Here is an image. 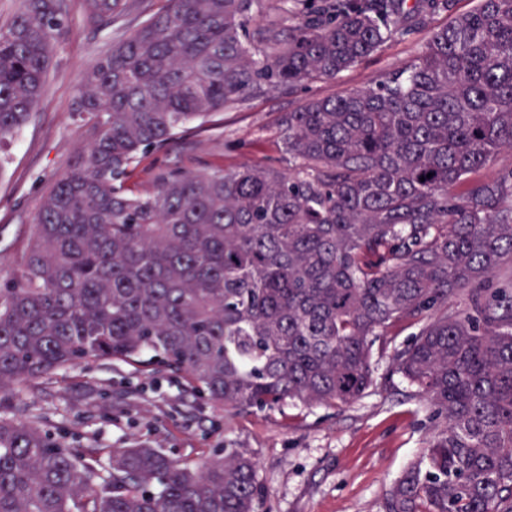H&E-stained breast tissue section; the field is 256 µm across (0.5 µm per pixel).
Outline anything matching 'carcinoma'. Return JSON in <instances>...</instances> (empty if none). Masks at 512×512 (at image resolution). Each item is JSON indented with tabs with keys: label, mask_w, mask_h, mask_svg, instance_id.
Returning a JSON list of instances; mask_svg holds the SVG:
<instances>
[{
	"label": "carcinoma",
	"mask_w": 512,
	"mask_h": 512,
	"mask_svg": "<svg viewBox=\"0 0 512 512\" xmlns=\"http://www.w3.org/2000/svg\"><path fill=\"white\" fill-rule=\"evenodd\" d=\"M108 23L126 0H83ZM84 75L93 141L43 199L0 289V391L102 361L183 378L237 411L344 406L376 386L374 347L435 432L384 512H512V0H297L284 38L242 39L254 0H166ZM445 12L374 86L282 118L297 162L183 171L147 194L139 155L253 91L334 78ZM67 0L0 27V148L44 93ZM432 177H427V174ZM242 448L198 462L141 442L77 446L0 417V512H255Z\"/></svg>",
	"instance_id": "obj_1"
}]
</instances>
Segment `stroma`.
Here are the masks:
<instances>
[{"label": "stroma", "mask_w": 512, "mask_h": 512, "mask_svg": "<svg viewBox=\"0 0 512 512\" xmlns=\"http://www.w3.org/2000/svg\"><path fill=\"white\" fill-rule=\"evenodd\" d=\"M165 0H128L124 14L90 25L83 0H71L68 30L59 41L42 100L8 148L0 167V288L28 250L35 214L56 180L94 137L79 119L84 73L126 38ZM299 20L286 0H257L247 23L259 40L271 22L288 31ZM444 13L430 15L409 35H394L374 55L337 77L303 86L254 92L205 121L192 122L162 147L142 155L128 180L135 191H154L159 174L232 173L245 165L293 167L283 150L281 119L312 98H331L373 86L405 66ZM378 386L345 407H307L286 400L239 413L192 393L170 373L141 374L121 362H104L0 392V414L42 418L81 443L118 448L145 442L197 461L209 449H246L257 464L256 512H383L385 495L435 429L428 405L374 353Z\"/></svg>", "instance_id": "35a3bbf8"}]
</instances>
